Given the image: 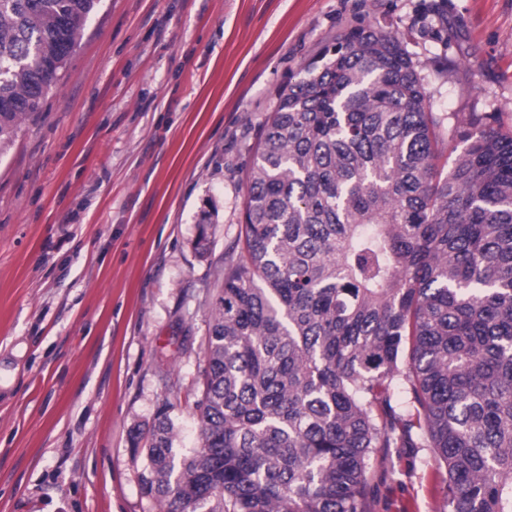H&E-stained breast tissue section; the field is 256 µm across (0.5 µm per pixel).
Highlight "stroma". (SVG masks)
<instances>
[{
  "mask_svg": "<svg viewBox=\"0 0 512 512\" xmlns=\"http://www.w3.org/2000/svg\"><path fill=\"white\" fill-rule=\"evenodd\" d=\"M369 26L401 39L440 121L512 126V0H100L0 151V512H163L130 432L168 402L175 447H197L262 126L290 75ZM442 472L386 450L372 512H442Z\"/></svg>",
  "mask_w": 512,
  "mask_h": 512,
  "instance_id": "1",
  "label": "stroma"
}]
</instances>
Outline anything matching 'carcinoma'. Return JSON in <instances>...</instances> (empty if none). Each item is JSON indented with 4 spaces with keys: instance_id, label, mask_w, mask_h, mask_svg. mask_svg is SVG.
Segmentation results:
<instances>
[{
    "instance_id": "cac0c4a2",
    "label": "carcinoma",
    "mask_w": 512,
    "mask_h": 512,
    "mask_svg": "<svg viewBox=\"0 0 512 512\" xmlns=\"http://www.w3.org/2000/svg\"><path fill=\"white\" fill-rule=\"evenodd\" d=\"M99 0H0V147ZM381 28L288 83L261 130L195 414L145 440L167 512H368L378 449L420 440L448 512H512V131L448 114ZM456 154L448 167L444 152Z\"/></svg>"
}]
</instances>
